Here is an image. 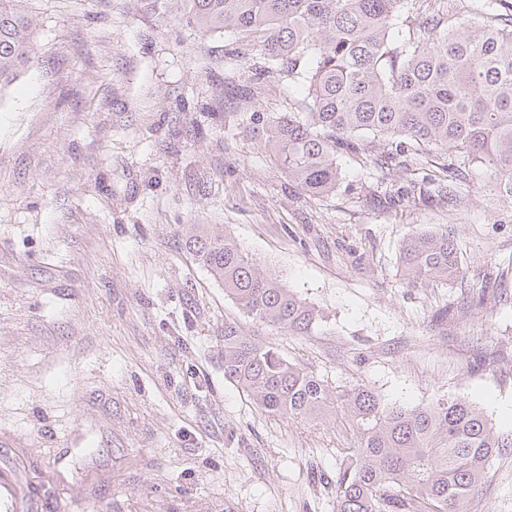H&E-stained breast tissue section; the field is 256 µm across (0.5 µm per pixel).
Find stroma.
<instances>
[{
    "instance_id": "35a3bbf8",
    "label": "stroma",
    "mask_w": 512,
    "mask_h": 512,
    "mask_svg": "<svg viewBox=\"0 0 512 512\" xmlns=\"http://www.w3.org/2000/svg\"><path fill=\"white\" fill-rule=\"evenodd\" d=\"M31 56L0 91V468L15 512H336L349 447L334 411L273 417L224 379V325L332 387L412 408L462 397L512 430V200L472 168L439 196L435 157L385 179L338 156L313 197L240 133L255 87L237 35L173 0H26ZM412 186L390 201L387 184ZM184 224H220L322 316L261 325L190 256ZM453 237L465 275L408 284L400 245ZM465 512H512V454Z\"/></svg>"
}]
</instances>
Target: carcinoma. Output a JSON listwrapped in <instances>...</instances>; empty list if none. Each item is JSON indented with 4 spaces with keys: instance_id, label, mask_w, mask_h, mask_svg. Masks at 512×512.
<instances>
[{
    "instance_id": "1",
    "label": "carcinoma",
    "mask_w": 512,
    "mask_h": 512,
    "mask_svg": "<svg viewBox=\"0 0 512 512\" xmlns=\"http://www.w3.org/2000/svg\"><path fill=\"white\" fill-rule=\"evenodd\" d=\"M24 0H0V90L30 59ZM186 23L239 36L254 78L306 89L290 112H243L279 169L311 195L336 190L338 154L367 149L366 164L409 171L433 154L451 179L475 165L512 198V3L487 0H175ZM185 247L256 322L307 334L319 311L259 267L220 224H189ZM408 283L463 276L448 234L419 233L401 247ZM224 380L267 414L305 419L331 404L324 381L278 349L224 323ZM353 445L340 448L336 512H464L492 457L512 453L462 397L391 405L359 384L336 394Z\"/></svg>"
}]
</instances>
